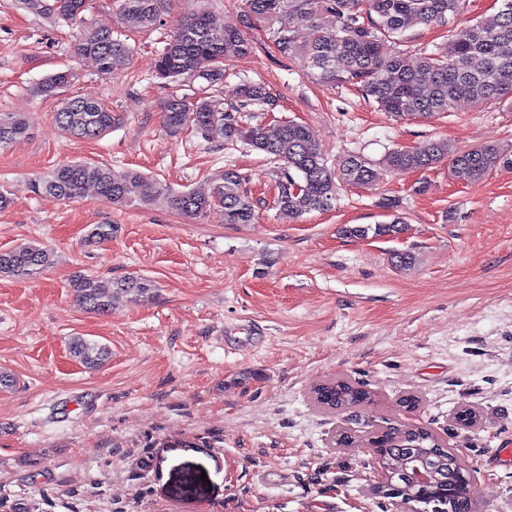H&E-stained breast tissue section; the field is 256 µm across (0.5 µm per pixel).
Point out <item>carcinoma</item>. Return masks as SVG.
Returning a JSON list of instances; mask_svg holds the SVG:
<instances>
[{"label": "carcinoma", "mask_w": 512, "mask_h": 512, "mask_svg": "<svg viewBox=\"0 0 512 512\" xmlns=\"http://www.w3.org/2000/svg\"><path fill=\"white\" fill-rule=\"evenodd\" d=\"M51 25L85 24L84 12L90 0H17ZM167 0H122L120 16L130 30L161 25ZM464 0H245L246 10L237 20L222 24L201 9L180 20L155 64V77L181 85L188 78L200 79L209 87L222 82L226 66L252 50L246 29L255 22L268 26L274 47L285 58H300L308 73L326 86L352 85L377 107L398 118L433 117L449 112L463 100L512 101V0L502 5L493 22L475 23L457 29L450 40L424 51L410 63L394 44L407 38L416 25H445L458 15ZM310 27L308 38L297 39V26ZM74 54L93 59L101 73L110 75L129 60V46L110 29L83 32L73 46ZM71 71L47 76L39 87L45 96H55L70 85ZM265 84L243 81L213 95L204 89L193 94L171 92L163 102L164 124L176 132L190 126L207 140L242 142L274 156L281 167L277 174L276 205L290 220L313 211L334 207L344 185L366 187L375 181L374 163L360 154H348L338 168L327 165L319 144L309 129L299 123L283 122L271 129L249 126L242 114L251 107L273 105ZM58 129L79 141L100 138L117 121L112 108L101 101L79 96L63 100L54 114ZM26 115L0 113V149L27 134ZM448 160L449 169L471 181L482 179L498 164L512 166V158L500 147L485 144L454 148L444 140L427 141L411 150H393L386 155L394 171L427 170ZM244 176L226 168L207 195L192 191L173 192L160 182L136 171L116 172L108 167L72 161L55 167L48 175L28 183L35 194L49 193L74 202L89 188L117 206L152 205L164 202L168 208L190 219H202L218 210L226 224H250L254 207L243 189ZM380 207L390 220L379 224L344 225L347 238L368 236L395 238L405 231L399 201L384 198ZM117 232L114 224H96L86 241L101 243ZM53 252L30 245L0 252V276L25 278L43 272L53 264ZM80 306L91 313L106 314L112 302L126 297L140 302L153 297L156 285L140 275L128 274L105 284L96 277L79 274L72 281ZM69 352L88 369L102 366L110 358L109 348L96 341L76 337ZM314 403L324 410L356 409L359 429L337 434L339 446L383 447L379 467L383 476L372 491L384 499H398L406 505L445 499L449 467L456 451L426 429L410 428L406 420L369 415L373 394L347 377H337L313 390ZM417 463L426 468L430 482L414 485L405 472Z\"/></svg>", "instance_id": "carcinoma-1"}]
</instances>
